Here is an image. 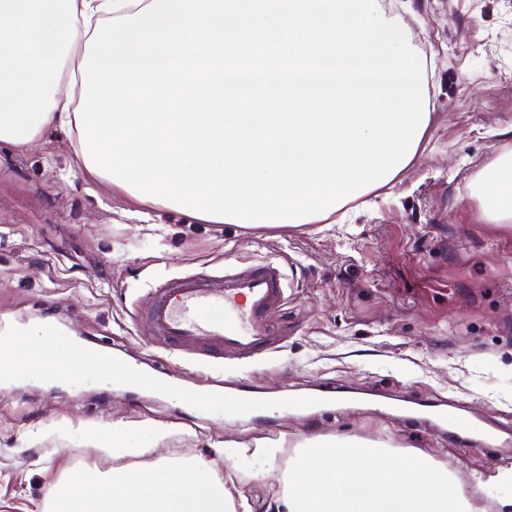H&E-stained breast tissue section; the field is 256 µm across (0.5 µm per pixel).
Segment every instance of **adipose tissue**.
<instances>
[{"label":"adipose tissue","instance_id":"adipose-tissue-1","mask_svg":"<svg viewBox=\"0 0 512 512\" xmlns=\"http://www.w3.org/2000/svg\"><path fill=\"white\" fill-rule=\"evenodd\" d=\"M152 0H0V142L37 144L49 129H75L74 90L85 43L100 19L133 15ZM480 218L512 227V154L491 160L474 184ZM50 323L0 338L13 377L75 382L102 375L113 385H148L120 361L80 345L53 367ZM52 512H235L218 473L202 459L157 461L138 470L83 471L59 490Z\"/></svg>","mask_w":512,"mask_h":512}]
</instances>
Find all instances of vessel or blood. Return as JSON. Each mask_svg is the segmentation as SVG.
Masks as SVG:
<instances>
[{
	"label": "vessel or blood",
	"instance_id": "1",
	"mask_svg": "<svg viewBox=\"0 0 512 512\" xmlns=\"http://www.w3.org/2000/svg\"><path fill=\"white\" fill-rule=\"evenodd\" d=\"M286 300V275L281 262L268 259L243 267L191 272L155 289L147 322L158 341L173 353H192L213 360L231 352L252 358L273 349L277 337L268 317ZM236 412L264 417L270 399L250 381L235 382ZM412 419L428 423L449 438L468 434L480 446L495 448L503 440L493 424L459 422L442 400L413 403Z\"/></svg>",
	"mask_w": 512,
	"mask_h": 512
}]
</instances>
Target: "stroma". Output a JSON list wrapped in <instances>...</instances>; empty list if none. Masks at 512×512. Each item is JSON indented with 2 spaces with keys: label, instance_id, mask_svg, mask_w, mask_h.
I'll list each match as a JSON object with an SVG mask.
<instances>
[{
  "label": "stroma",
  "instance_id": "stroma-1",
  "mask_svg": "<svg viewBox=\"0 0 512 512\" xmlns=\"http://www.w3.org/2000/svg\"><path fill=\"white\" fill-rule=\"evenodd\" d=\"M426 66L432 120L412 163L387 187L347 205L341 224L248 229L194 224L139 204L76 164V134L32 148L0 143V336L53 319L57 344L78 341L136 362L147 387L74 388L0 381V512H47L79 469L108 471L95 430L125 424L144 454L215 459L236 512H284L281 476L311 439L382 440L453 471L481 512H512V486L486 449L340 400L295 402L339 388L460 401L468 417L512 424V231L479 222L477 174L512 153V0H382ZM280 258L287 301L272 323L276 351L225 356L208 380L157 343L143 320L151 288L187 270ZM257 381L274 426L231 408L234 378ZM181 390L173 400L169 387ZM225 405L188 416L192 400ZM276 449L255 454L256 444Z\"/></svg>",
  "mask_w": 512,
  "mask_h": 512
}]
</instances>
